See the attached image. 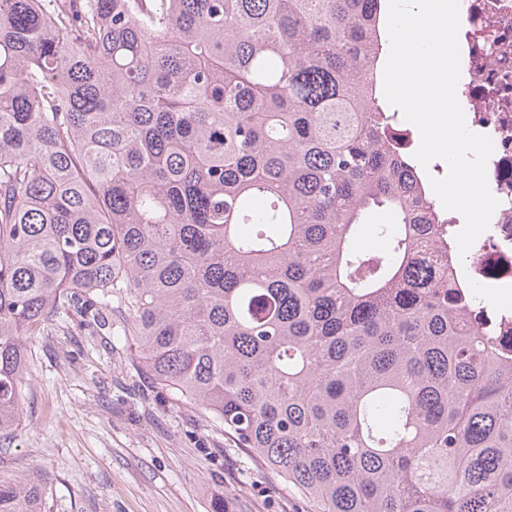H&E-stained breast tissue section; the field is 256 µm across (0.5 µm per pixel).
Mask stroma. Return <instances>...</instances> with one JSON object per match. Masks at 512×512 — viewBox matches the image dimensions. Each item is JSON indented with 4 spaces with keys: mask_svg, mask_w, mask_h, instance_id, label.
<instances>
[{
    "mask_svg": "<svg viewBox=\"0 0 512 512\" xmlns=\"http://www.w3.org/2000/svg\"><path fill=\"white\" fill-rule=\"evenodd\" d=\"M125 313L25 337L22 424L0 436V483L40 481L48 512H315L200 407L175 402L124 337Z\"/></svg>",
    "mask_w": 512,
    "mask_h": 512,
    "instance_id": "obj_1",
    "label": "stroma"
}]
</instances>
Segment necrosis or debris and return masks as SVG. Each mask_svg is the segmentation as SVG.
Here are the masks:
<instances>
[{
	"mask_svg": "<svg viewBox=\"0 0 512 512\" xmlns=\"http://www.w3.org/2000/svg\"><path fill=\"white\" fill-rule=\"evenodd\" d=\"M460 19L457 96L468 128L493 141L487 179L499 205L467 254L449 242L448 262L456 283L481 291L471 325L512 356V0H460Z\"/></svg>",
	"mask_w": 512,
	"mask_h": 512,
	"instance_id": "1",
	"label": "necrosis or debris"
}]
</instances>
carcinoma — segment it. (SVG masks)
Here are the masks:
<instances>
[{"label":"carcinoma","mask_w":512,"mask_h":512,"mask_svg":"<svg viewBox=\"0 0 512 512\" xmlns=\"http://www.w3.org/2000/svg\"><path fill=\"white\" fill-rule=\"evenodd\" d=\"M383 2L0 0L1 435L23 337L116 301L316 512H512V361L420 255L448 230L377 96Z\"/></svg>","instance_id":"cac0c4a2"}]
</instances>
